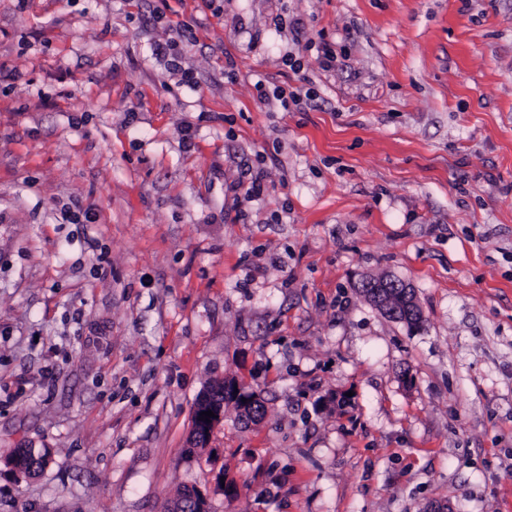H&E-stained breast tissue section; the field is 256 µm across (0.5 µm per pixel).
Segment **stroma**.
<instances>
[{
    "instance_id": "1",
    "label": "stroma",
    "mask_w": 512,
    "mask_h": 512,
    "mask_svg": "<svg viewBox=\"0 0 512 512\" xmlns=\"http://www.w3.org/2000/svg\"><path fill=\"white\" fill-rule=\"evenodd\" d=\"M381 275L421 329L363 296ZM232 376L264 418L190 448ZM193 487L512 512V0H0V512ZM406 286L399 279L384 276L363 280L360 290L388 318L420 328L423 324L422 311L418 305L412 304L416 297L414 289ZM50 455V450L47 448H19L7 461V466L25 477H34L46 468Z\"/></svg>"
}]
</instances>
